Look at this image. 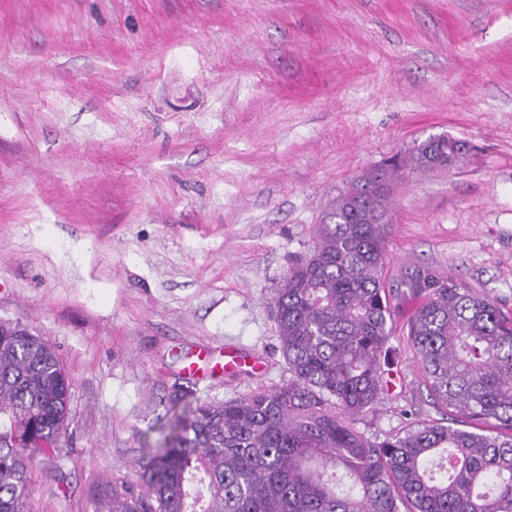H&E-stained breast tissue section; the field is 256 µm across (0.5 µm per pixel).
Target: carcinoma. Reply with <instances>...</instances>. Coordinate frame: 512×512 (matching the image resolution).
Masks as SVG:
<instances>
[{"instance_id":"cac0c4a2","label":"carcinoma","mask_w":512,"mask_h":512,"mask_svg":"<svg viewBox=\"0 0 512 512\" xmlns=\"http://www.w3.org/2000/svg\"><path fill=\"white\" fill-rule=\"evenodd\" d=\"M446 150L469 155L427 139L382 177L438 171ZM386 217L389 193L371 184L336 197L274 291L288 380L218 403L167 395L158 440L134 478L98 484L94 512H512V311L427 267L388 285ZM407 297L419 301L407 340L445 419L367 436L349 419L395 385L389 341ZM71 389L48 340L0 323V512H30V471L60 457Z\"/></svg>"}]
</instances>
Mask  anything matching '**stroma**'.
Instances as JSON below:
<instances>
[{
    "label": "stroma",
    "instance_id": "35a3bbf8",
    "mask_svg": "<svg viewBox=\"0 0 512 512\" xmlns=\"http://www.w3.org/2000/svg\"><path fill=\"white\" fill-rule=\"evenodd\" d=\"M391 187L387 279L427 266L512 310V0H0V320L56 349L66 449L31 512H93L176 386L286 381L271 298L333 198L428 138ZM356 428L440 418L405 336ZM264 369L196 378L199 350ZM445 150L447 153L448 150L454 152L456 165L467 158L470 151L465 144L460 145L447 135H442L438 141L429 138L418 144L408 155L393 160L382 170V177L391 186L392 182L403 179L407 173L442 170L437 164V158Z\"/></svg>",
    "mask_w": 512,
    "mask_h": 512
}]
</instances>
